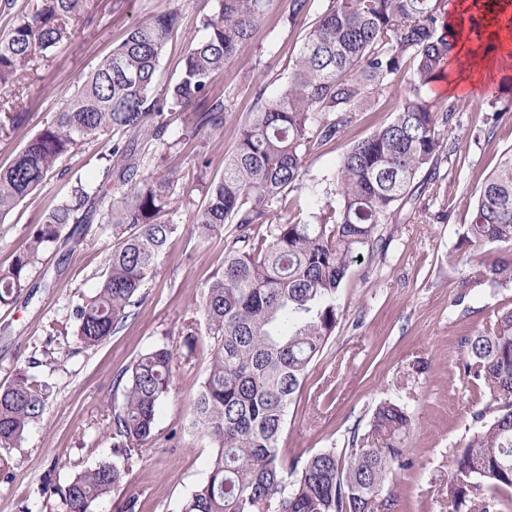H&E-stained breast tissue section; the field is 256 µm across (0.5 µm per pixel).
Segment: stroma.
Wrapping results in <instances>:
<instances>
[{"mask_svg": "<svg viewBox=\"0 0 512 512\" xmlns=\"http://www.w3.org/2000/svg\"><path fill=\"white\" fill-rule=\"evenodd\" d=\"M91 23L79 25L71 40L47 57H36L12 87L0 88V167L76 92L86 75L119 44L128 30L154 13L172 10L179 22L159 65L160 82H175L191 41L204 35L203 16L216 12V0H88ZM309 20L281 22L271 13L252 44L215 76L210 94L227 108L223 130L185 145L162 161L147 162L144 173L173 174V203L167 218L183 225L145 285L146 302L136 318L99 346L77 348L69 316L99 284L112 240L102 224L87 225L79 245L58 242L31 274L39 288L31 300L0 305V387L19 367L47 355L67 352L55 370L36 373L49 387L41 421L19 448L0 456V512H57L56 499L40 495L44 480L63 484L75 473L111 459L102 433L114 406L123 399L113 381L122 368L155 342L173 345L180 364L171 393L161 404L157 438L126 476L122 487L102 500L96 512H121L128 496L136 512H179L180 503L201 482L209 448L185 434L199 381L206 367L208 337L187 349L180 333L192 316L201 290L224 264V237L198 244L188 226L204 205L196 158L210 162L208 176L221 175L224 156L236 141L237 124L254 105L256 90L277 93L302 44ZM407 86L379 91L371 111L335 141L307 157L305 176L289 194L295 211H307L314 191L330 176L347 149L393 117ZM456 119L445 133L458 151L441 159L439 176L426 185L413 218L382 225L392 240L386 256L363 255L354 263L338 300L340 317L321 356L310 366L301 395L288 410L280 439L286 458L324 448L347 447L353 433H367L375 407L386 400L405 405L413 416L407 439L413 465L389 481L398 496L397 512H448V481L453 452L472 427V414L485 407L480 387L464 379V337L493 326L512 308V283L490 287L487 267L493 247L467 249L461 243L475 192L512 148V89L499 100L505 112L491 124L485 94L455 96ZM11 112L25 113L20 124ZM116 135L99 136L59 163L40 190L0 222V266L9 265L30 230L65 197L75 180H99L100 159L110 154Z\"/></svg>", "mask_w": 512, "mask_h": 512, "instance_id": "stroma-1", "label": "stroma"}]
</instances>
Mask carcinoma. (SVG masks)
Returning <instances> with one entry per match:
<instances>
[{
    "instance_id": "1",
    "label": "carcinoma",
    "mask_w": 512,
    "mask_h": 512,
    "mask_svg": "<svg viewBox=\"0 0 512 512\" xmlns=\"http://www.w3.org/2000/svg\"><path fill=\"white\" fill-rule=\"evenodd\" d=\"M86 0H43L40 10L16 19L0 34V86H7L36 55L52 53L75 34ZM290 24L309 15L314 0H286ZM279 0H218L202 22L205 36L191 43L177 81L158 85L157 72L177 13L139 22L100 61L53 120L0 169V219L35 193L63 157L108 132L130 134L112 147L115 163L98 184L80 180L33 227L25 248L0 268V302L30 288L31 272L67 224L93 220L112 231L99 286L72 310L77 344L90 349L136 315L144 284L179 225L166 216L172 179L141 171L150 150L166 154L182 142L224 128V99L209 96L215 72L247 48ZM454 32L442 0H328L309 26L280 93L257 92L253 111L238 125L224 173L204 183L206 204L191 233L208 242L228 224L224 267L201 291L200 319L184 327V345L211 340L194 403L192 432L208 442L205 478L183 499L180 512H392L385 492L395 470L412 460L406 437L412 415L384 401L371 429L353 433L348 448H325L287 460L279 448L289 406L297 400L312 362L339 317L338 298L360 255L387 252L380 233L405 206L415 208L422 187L439 178V156L456 144L443 129L455 103L428 96L446 76ZM414 78L393 119L355 143L324 179L307 215L288 214V194L305 175V160L341 136L376 91ZM183 111V133L167 137L164 110ZM120 189L112 197L111 187ZM464 230L473 248L494 246L503 256L489 283L512 282V149L476 192ZM463 376L484 388L488 405L453 454L448 482L451 512H507L512 508V309L493 327L463 340ZM177 357L158 342L120 370L114 384L122 404L113 408L104 436L112 460L76 473L64 486L43 482L40 494L58 497V512H96L118 490L154 439L161 402L173 386ZM47 385L18 369L0 387V451L20 447L38 423Z\"/></svg>"
}]
</instances>
